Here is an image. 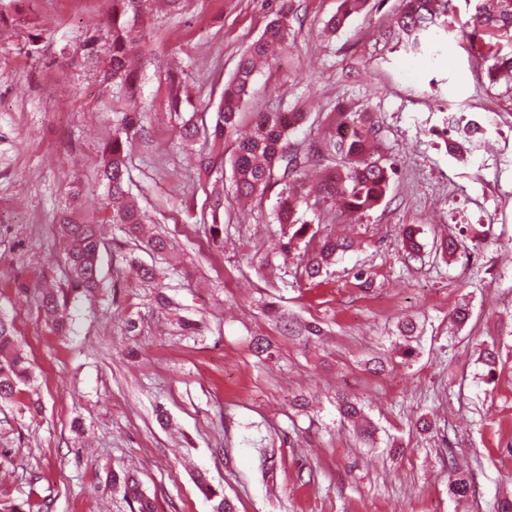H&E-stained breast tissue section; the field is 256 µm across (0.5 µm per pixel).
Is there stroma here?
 <instances>
[{
  "mask_svg": "<svg viewBox=\"0 0 512 512\" xmlns=\"http://www.w3.org/2000/svg\"><path fill=\"white\" fill-rule=\"evenodd\" d=\"M482 4L452 0L435 53L413 57L392 36L398 0H373L331 37L323 28L338 0H294L295 43L255 78L239 133L279 107L367 105L397 168L385 203L361 218L304 211L356 244L310 281L278 253L275 195L243 204L225 189L222 238L211 237L215 180L198 158L218 149L182 141L165 110L171 62L189 64L192 100L219 94L272 19V0H191L176 18L154 11L135 49L149 134L128 166L154 230L177 244L165 255L109 223L94 181L112 114L82 45L86 25L106 36L112 0H12L10 14L32 19L44 39L32 55L27 28H0V315L32 364L17 402L0 405V512L29 499L48 512H131L107 480L114 470L136 474L157 512H212L200 473L237 512H494L512 492V85L484 79L485 62L457 34ZM453 113L481 133L445 144ZM67 211L99 229L103 287L94 299L69 296L60 331L36 300L45 285H67ZM410 225L417 260L402 245ZM449 235L476 244L436 257ZM139 264L155 269L153 282L136 279ZM161 292L170 307L159 308ZM271 302L323 336L289 335L267 315ZM463 303L471 316L459 327L452 313ZM187 318L204 320L202 335L181 334ZM406 319L417 325L408 342ZM257 336L271 341V359L255 356ZM490 345L492 370L482 359ZM298 394L308 407L291 406ZM341 394L361 402L373 447L341 418ZM452 453L475 491L463 507L448 495Z\"/></svg>",
  "mask_w": 512,
  "mask_h": 512,
  "instance_id": "1",
  "label": "stroma"
}]
</instances>
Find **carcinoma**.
Segmentation results:
<instances>
[{
  "mask_svg": "<svg viewBox=\"0 0 512 512\" xmlns=\"http://www.w3.org/2000/svg\"><path fill=\"white\" fill-rule=\"evenodd\" d=\"M156 0H112V23L106 36L105 47H99L98 36L92 34L83 43L85 59L103 61L105 82L112 85V137L107 142L106 154L99 170L98 181L112 199L110 221L122 224L131 237H138L141 227L151 223L149 216L129 199L131 178L126 162L127 147L137 136L146 133L145 115L131 111L127 103L139 95L140 74L129 61L130 46L146 37L145 21ZM450 0H399L395 14V34L403 48L415 55L422 53L421 36L432 27L444 28L442 17L448 13ZM370 0H339L336 13L325 23L334 33L348 20L367 10ZM292 7L288 0H277L274 18L258 39L253 41L240 56L232 79L216 103H208L204 110L216 112L215 121L208 125L193 119L183 121L180 137L186 141L202 135L220 142L234 139L233 151L224 161L210 155L199 157V167L207 173L229 163L232 186L236 195L244 198L264 197L279 189L273 219L288 226L285 241L279 252L287 257L301 241L310 255L302 267L308 279L320 276L324 267L353 247L352 242L330 234L321 235L312 225L301 219L299 212L304 205L333 210L341 215L358 218L382 205L396 174L391 159L381 153L379 128L372 113L363 108L356 110L341 102L326 113L324 124L333 129L330 136L309 135L299 144L291 136L309 123L311 113L285 110L263 112L254 122L246 137L233 138L245 99L255 76L262 67L270 65L278 53L288 48L291 31ZM460 34L479 57L494 60L487 70V78L494 82L498 77L512 73V52L501 54V42L512 44V0H487L483 11L471 22L461 26ZM189 68L166 71V110L174 115L198 112L192 102L187 81ZM322 173V180L315 199L305 192L302 175L309 169ZM224 198L213 200L211 208L212 237L219 236L223 224ZM65 240V264L70 291L90 295L101 287V240L94 225L84 224L75 218H66L60 224ZM403 245L411 256L421 251L416 229L404 228ZM465 247V241L455 236L440 240L438 250L444 256H453ZM42 307L57 316L55 326L64 329L65 316L59 314L64 304L60 295L42 293ZM30 363L19 353L15 344L13 322L0 316V401H11L20 387L30 380ZM338 409L344 419L358 421L363 409L347 397L338 398ZM112 488L123 492L124 498L136 504L135 512H157L156 502L142 488L137 477L130 473L114 471L108 476ZM199 490L214 501L213 512H236L234 503L214 489L200 476ZM474 490L467 475L453 452H448V495L456 500H467Z\"/></svg>",
  "mask_w": 512,
  "mask_h": 512,
  "instance_id": "cac0c4a2",
  "label": "carcinoma"
}]
</instances>
